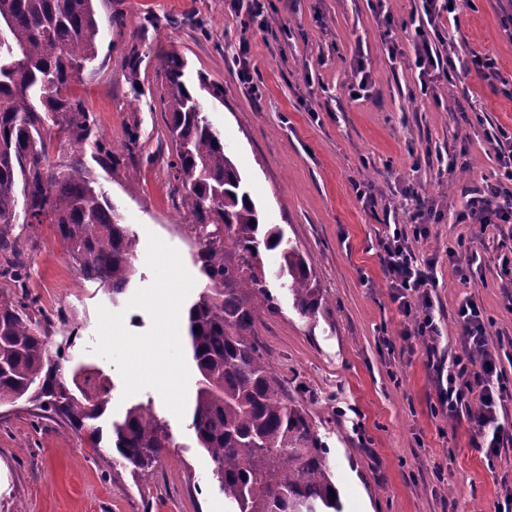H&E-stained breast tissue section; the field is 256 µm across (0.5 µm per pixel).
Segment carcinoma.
<instances>
[{"label": "carcinoma", "instance_id": "1", "mask_svg": "<svg viewBox=\"0 0 512 512\" xmlns=\"http://www.w3.org/2000/svg\"><path fill=\"white\" fill-rule=\"evenodd\" d=\"M100 29L93 0H0V275L24 283L26 267L7 237L14 224L48 220L83 275L118 295L135 274V235L83 166L51 161L52 126L83 145L95 117L65 92L95 56ZM142 52L126 61L139 84ZM159 103L175 146L168 163L181 217L196 226L197 264L207 284L188 309V336L199 380L191 425L214 463L232 512H341L327 448L304 406L288 398L256 333L262 312L278 311L262 252L281 250L275 277L295 309L312 316L319 284L303 253L263 224L224 141L185 78L186 62L159 52ZM51 320L26 298L0 295V405L39 403L87 432L100 448L105 412L98 394L76 396L63 357L50 345ZM199 330H194V327ZM109 439L122 464L147 476L174 447L166 422L141 404L112 422Z\"/></svg>", "mask_w": 512, "mask_h": 512}]
</instances>
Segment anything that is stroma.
I'll use <instances>...</instances> for the list:
<instances>
[{
  "label": "stroma",
  "instance_id": "1",
  "mask_svg": "<svg viewBox=\"0 0 512 512\" xmlns=\"http://www.w3.org/2000/svg\"><path fill=\"white\" fill-rule=\"evenodd\" d=\"M269 29L245 25L229 0H95L96 55L72 92L93 113V136L122 148L115 164L92 144L53 131L50 157L80 158L135 233L136 274L119 296L86 280L55 235L14 225L27 294L52 320V341L67 374L105 399L109 427L133 405L165 421L175 445L138 478L82 433L41 418L30 404L0 406V512H228L214 464L191 427L198 372L185 320L171 321L169 295L187 312L205 285L195 263L198 239L180 219L168 162L174 152L167 114L155 98V51H174L186 77L224 87L223 100L199 88L260 220L279 225L306 257L322 295L315 316L300 315L278 280L269 288L276 313H262L265 354L304 405L329 451L342 512H494L512 489V442L487 462L467 419L440 409L424 350L407 355L404 319L391 302L378 239L385 204L405 190L431 210L429 234L416 250L437 254L432 291L442 326L437 357L461 346L454 320L468 298L480 302L498 339L501 370L512 382V230L459 224L465 190L497 169L494 137L512 131V0H473L458 24L442 23L460 56L494 57L491 74L470 72L420 91L409 26L421 0H268ZM251 44L256 89L242 84L229 48ZM401 53L390 57L388 47ZM142 51L140 86L125 78L131 49ZM372 75L371 97L346 89L357 65ZM318 118H311V111ZM139 141L124 150L128 132ZM371 184L374 206L354 183ZM478 253L483 274L460 283L445 256Z\"/></svg>",
  "mask_w": 512,
  "mask_h": 512
}]
</instances>
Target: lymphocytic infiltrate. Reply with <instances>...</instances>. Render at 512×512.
I'll use <instances>...</instances> for the list:
<instances>
[{"instance_id": "1", "label": "lymphocytic infiltrate", "mask_w": 512, "mask_h": 512, "mask_svg": "<svg viewBox=\"0 0 512 512\" xmlns=\"http://www.w3.org/2000/svg\"><path fill=\"white\" fill-rule=\"evenodd\" d=\"M463 0H426L424 22L414 27L415 66L422 77L443 74L454 79L471 70H491L494 59L473 54L444 62L437 46L442 34L438 21L443 13L458 15ZM497 152L496 179L486 182L482 191L467 199L456 214L460 224L484 227L512 223V135ZM405 210L386 208L390 222L379 240L381 264L389 288V297L407 320L401 336L406 342L420 341L426 354H433L440 338L439 324L433 312L431 291L436 286L439 258L416 253L414 244L427 237L430 216L414 194H407ZM461 329L462 349L448 360L445 381L437 387V400L449 417L467 416L480 436L479 451L487 459L500 456L505 438L512 436L499 421V414L512 401V386L502 379L499 345L488 331L481 305L465 299L456 311Z\"/></svg>"}]
</instances>
